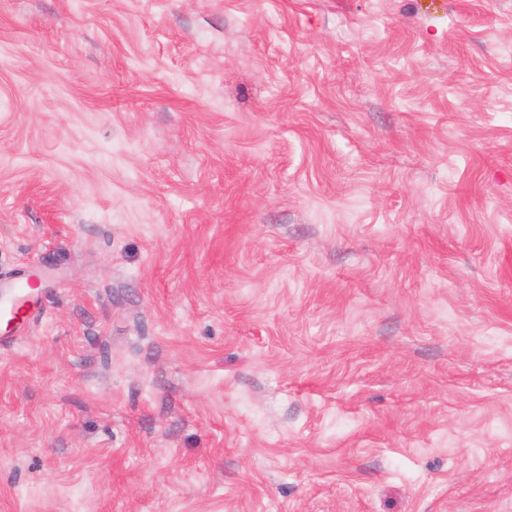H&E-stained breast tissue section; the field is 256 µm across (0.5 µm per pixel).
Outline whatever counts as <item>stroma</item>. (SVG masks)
I'll use <instances>...</instances> for the list:
<instances>
[{
	"mask_svg": "<svg viewBox=\"0 0 512 512\" xmlns=\"http://www.w3.org/2000/svg\"><path fill=\"white\" fill-rule=\"evenodd\" d=\"M0 512H512V0H0ZM29 278L17 277L13 284L14 300L4 303V312L8 317L12 316V324L14 326V335L1 337L0 347L16 345L25 336L26 321L27 319L41 312L40 305L35 301V294L33 292H26L25 286Z\"/></svg>",
	"mask_w": 512,
	"mask_h": 512,
	"instance_id": "1",
	"label": "stroma"
}]
</instances>
